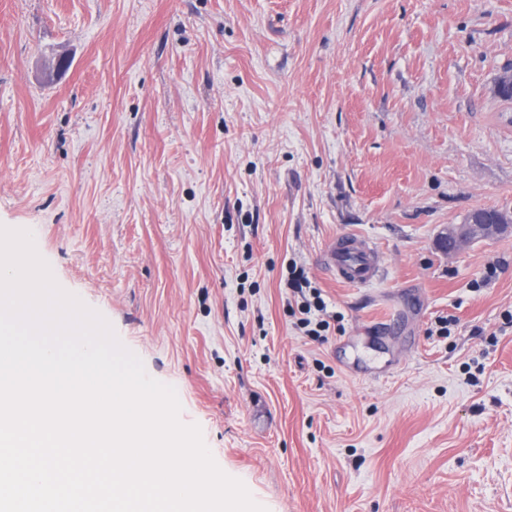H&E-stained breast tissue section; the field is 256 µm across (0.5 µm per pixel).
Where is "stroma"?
Instances as JSON below:
<instances>
[{"label": "stroma", "mask_w": 512, "mask_h": 512, "mask_svg": "<svg viewBox=\"0 0 512 512\" xmlns=\"http://www.w3.org/2000/svg\"><path fill=\"white\" fill-rule=\"evenodd\" d=\"M507 69L512 0H0V225L267 512H512V232L437 245L512 211ZM511 228L510 224H480L471 214L462 224H449L442 233L441 242L447 246L448 253L458 251L479 238H487ZM329 269L336 279L350 285L373 280L380 269L377 251L366 240L354 236L337 238L327 251ZM302 281L306 284V282L301 278L293 279L290 283V286L294 289V294H301L306 300L303 301L304 304L299 308L300 314L304 315V317L299 318V324L304 327H309L313 323L315 326L319 328L320 331H326L329 329L330 324L325 319H319V316L326 313L327 305L322 298V294L317 289H313V301H309L305 296V291L302 284ZM317 329H309V333H313L319 341L324 342L326 338L325 335H321L320 331Z\"/></svg>", "instance_id": "stroma-1"}]
</instances>
